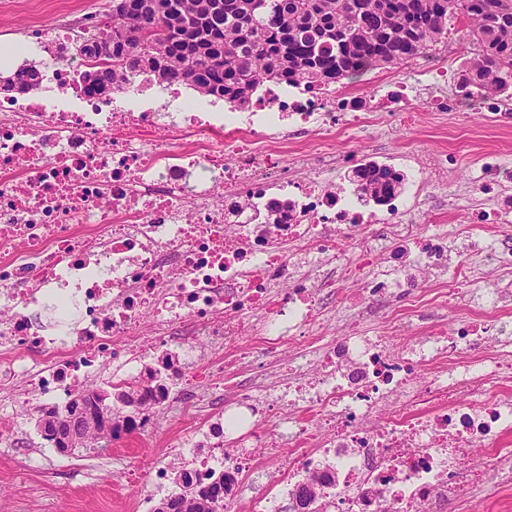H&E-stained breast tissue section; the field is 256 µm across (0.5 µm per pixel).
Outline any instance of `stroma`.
Wrapping results in <instances>:
<instances>
[{
    "label": "stroma",
    "mask_w": 512,
    "mask_h": 512,
    "mask_svg": "<svg viewBox=\"0 0 512 512\" xmlns=\"http://www.w3.org/2000/svg\"><path fill=\"white\" fill-rule=\"evenodd\" d=\"M112 0H0V49L22 48L28 27L51 25L65 12L101 13ZM478 49L469 43L463 25L452 22L442 42L431 50L436 63L461 71L465 62L476 57ZM423 57L373 70L356 84L361 94L371 98L384 95L386 85L395 79H411L422 69ZM448 149L457 156L449 177V187L464 186L487 151L498 152L501 162L512 168V109L488 112L474 108L464 122L441 120L430 100L410 97L381 113L378 124L346 134L345 149L353 156L387 153L394 156ZM233 349L251 352V363L225 372V399H232L233 382H268L288 379L293 343L283 344L276 354L256 349L255 339L243 334ZM38 407L24 411L11 427L12 437L0 443V512H137L140 497L148 485L126 482L123 473L129 463L150 468L157 462L174 463L169 452L171 440L185 426L178 408L171 407L157 418L153 434L112 442L103 448L78 449L60 453L39 435Z\"/></svg>",
    "instance_id": "stroma-1"
}]
</instances>
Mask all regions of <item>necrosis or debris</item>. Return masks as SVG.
<instances>
[{"mask_svg":"<svg viewBox=\"0 0 512 512\" xmlns=\"http://www.w3.org/2000/svg\"><path fill=\"white\" fill-rule=\"evenodd\" d=\"M81 17L26 32L65 99L0 96V408L32 401L64 409V396L91 387L111 365L113 389L135 405L119 438L154 432L160 409L180 402L188 434L172 452L195 482L224 476V512H241L240 487L261 467L281 490L250 512H301L295 490L314 486V512H444L468 487L512 479V171L485 153L460 194L462 225H427L399 249L390 241L420 213L434 214L454 158L410 157V175L386 202L342 188L349 127L370 128L383 104L427 95L436 112L461 113L445 68L396 82L377 102L345 88L268 87L247 113L187 112L165 120L137 80L108 98L89 93L88 61L70 44L94 35ZM321 166L304 170L307 157ZM474 239L467 254L459 237ZM496 272L498 290L453 329L406 326L423 308L458 302ZM431 278L433 289L420 281ZM356 281L344 302L355 315L404 299L375 335L351 322L316 344L310 368L264 400L239 387L228 437L194 400L198 384L224 390L227 351L198 368L201 340L227 345L252 331L273 351L313 343L324 301ZM483 355H475L476 347ZM276 419L279 432L265 427ZM493 460L473 466L476 453Z\"/></svg>","mask_w":512,"mask_h":512,"instance_id":"4bbe7bcc","label":"necrosis or debris"}]
</instances>
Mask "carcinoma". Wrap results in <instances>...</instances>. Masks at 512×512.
Masks as SVG:
<instances>
[{"instance_id":"obj_1","label":"carcinoma","mask_w":512,"mask_h":512,"mask_svg":"<svg viewBox=\"0 0 512 512\" xmlns=\"http://www.w3.org/2000/svg\"><path fill=\"white\" fill-rule=\"evenodd\" d=\"M462 18L480 55L462 69L461 92L511 99L512 0H112L96 37L79 41L76 51L95 60V47L112 39V59L83 75L92 93L109 96L126 79L147 75L242 107L272 83L313 89L404 62L430 50L448 34V22ZM4 81L5 91H28L42 75L32 65ZM364 179L361 190L376 198L400 185L391 170ZM110 398L93 390L69 400L68 411H100L101 424L80 434L81 447L117 435ZM219 483L224 477L197 489L185 480L154 512H221Z\"/></svg>"}]
</instances>
